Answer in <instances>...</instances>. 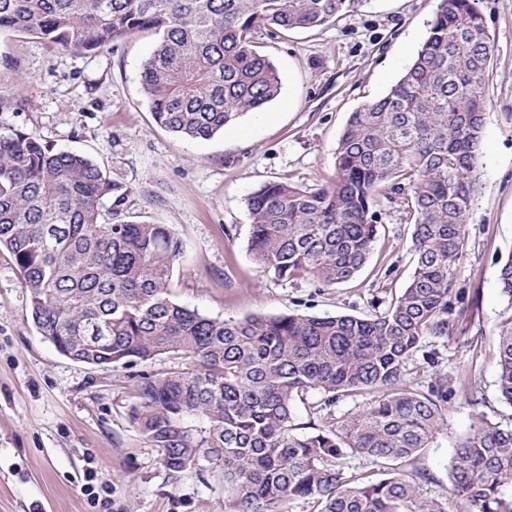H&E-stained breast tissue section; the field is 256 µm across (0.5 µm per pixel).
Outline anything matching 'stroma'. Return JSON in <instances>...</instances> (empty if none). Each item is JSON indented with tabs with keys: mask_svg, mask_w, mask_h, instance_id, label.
<instances>
[{
	"mask_svg": "<svg viewBox=\"0 0 512 512\" xmlns=\"http://www.w3.org/2000/svg\"><path fill=\"white\" fill-rule=\"evenodd\" d=\"M436 0H372L335 23L276 36L258 51L282 77L277 99L208 140L186 141L155 124L141 69L159 41L139 31L95 53H77L30 35L0 31V126L37 135L54 149L94 159L129 190L132 220L167 224L186 244L175 275L176 302L201 313L242 318L383 312L416 264L403 203L379 199L373 252L351 280L319 286L281 280L248 250L247 195L268 181L321 183L351 112L399 78L426 36ZM494 43L479 155L481 189L467 221L456 285L469 305L463 333L428 336L408 361L404 383L468 371L482 405L454 393L436 442L417 469L433 496L448 485V463L476 414L507 421L512 407L496 386L501 330L512 303L499 286L500 259L512 250V0H479ZM170 355L127 367L98 368L61 355L34 326L11 254L0 250V512H93L88 471L109 488L110 512H224L221 474L171 481L159 455L128 417L137 382L175 366Z\"/></svg>",
	"mask_w": 512,
	"mask_h": 512,
	"instance_id": "stroma-1",
	"label": "stroma"
}]
</instances>
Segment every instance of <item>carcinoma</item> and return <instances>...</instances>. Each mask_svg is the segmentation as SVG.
I'll return each instance as SVG.
<instances>
[{"label": "carcinoma", "instance_id": "obj_1", "mask_svg": "<svg viewBox=\"0 0 512 512\" xmlns=\"http://www.w3.org/2000/svg\"><path fill=\"white\" fill-rule=\"evenodd\" d=\"M371 0H0V30L80 52L142 30L160 39L141 83L157 124L206 140L281 93L255 45L270 34L336 22ZM493 42L477 0H437L427 35L397 82L347 120L325 183L259 185L246 198L255 261L284 280L352 279L377 237V197L404 199L416 267L372 317L203 315L172 299L185 251L167 224L124 219L129 189L89 156L0 128V248L14 257L31 319L65 357L96 367L169 354L177 367L143 378L128 409L173 480L220 471L224 512H274L294 498L317 512H512V422L476 415L453 448L448 488L424 497L426 472L373 479L411 460L441 431L453 389L400 385L426 336L455 337L466 297L455 289L477 163ZM512 300V251L499 271ZM497 388L512 407V321L498 343ZM368 393L371 404L298 433L304 394ZM351 451L366 469L337 460Z\"/></svg>", "mask_w": 512, "mask_h": 512}]
</instances>
